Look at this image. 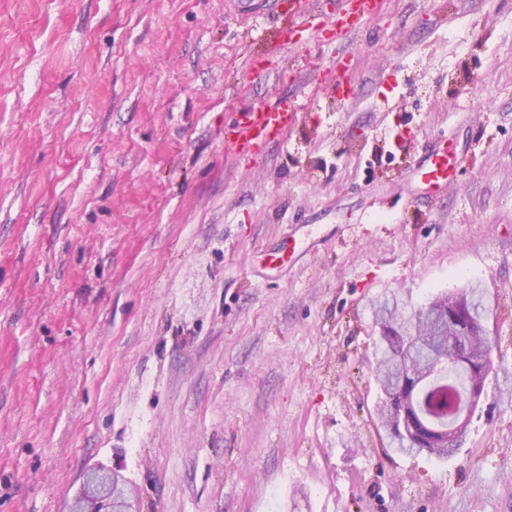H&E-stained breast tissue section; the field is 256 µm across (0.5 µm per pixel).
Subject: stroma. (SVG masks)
<instances>
[{"instance_id":"stroma-1","label":"stroma","mask_w":512,"mask_h":512,"mask_svg":"<svg viewBox=\"0 0 512 512\" xmlns=\"http://www.w3.org/2000/svg\"><path fill=\"white\" fill-rule=\"evenodd\" d=\"M260 3L0 0V512L101 465L138 512H512L498 394L451 460L383 447L368 308L481 283L512 370V0H385L348 100ZM434 141L469 164L431 198ZM306 104L301 98L260 104L238 113L226 144L235 155H248L271 140L284 138L300 121Z\"/></svg>"}]
</instances>
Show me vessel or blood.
Wrapping results in <instances>:
<instances>
[{"mask_svg": "<svg viewBox=\"0 0 512 512\" xmlns=\"http://www.w3.org/2000/svg\"><path fill=\"white\" fill-rule=\"evenodd\" d=\"M384 0H322L318 12L297 9L291 20L293 31L307 40L319 39L324 28H332L338 40L353 38L367 23L383 11ZM306 105L301 98L275 104H260L248 112L238 113L232 133L226 140L233 154L247 155L269 141L285 137L300 121ZM462 162L455 150L447 145L431 149L413 171L416 181L427 193L440 194L448 182L449 169Z\"/></svg>", "mask_w": 512, "mask_h": 512, "instance_id": "obj_1", "label": "vessel or blood"}]
</instances>
